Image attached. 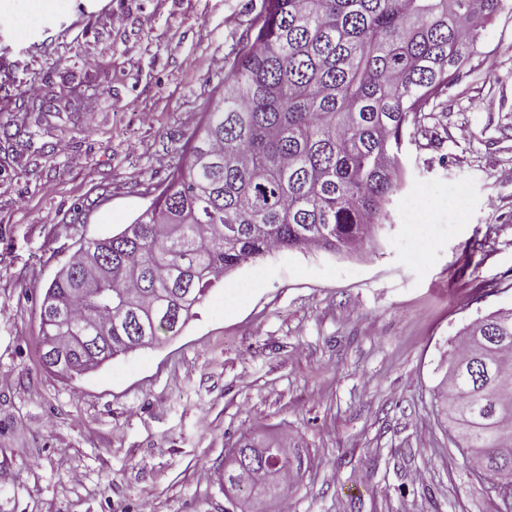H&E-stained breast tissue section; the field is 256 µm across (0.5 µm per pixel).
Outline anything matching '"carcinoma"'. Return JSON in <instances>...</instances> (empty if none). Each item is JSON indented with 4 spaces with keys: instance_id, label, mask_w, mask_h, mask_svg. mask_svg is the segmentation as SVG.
<instances>
[{
    "instance_id": "cac0c4a2",
    "label": "carcinoma",
    "mask_w": 512,
    "mask_h": 512,
    "mask_svg": "<svg viewBox=\"0 0 512 512\" xmlns=\"http://www.w3.org/2000/svg\"><path fill=\"white\" fill-rule=\"evenodd\" d=\"M506 0H263L185 161L119 232L85 241L46 288L91 332L87 353L179 336L220 278L276 250L349 254L389 219L413 133L444 104ZM437 386L457 447L512 490V312L468 324ZM243 493L269 481L246 437ZM280 475L305 464L290 448Z\"/></svg>"
}]
</instances>
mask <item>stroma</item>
I'll list each match as a JSON object with an SVG mask.
<instances>
[{"instance_id":"obj_1","label":"stroma","mask_w":512,"mask_h":512,"mask_svg":"<svg viewBox=\"0 0 512 512\" xmlns=\"http://www.w3.org/2000/svg\"><path fill=\"white\" fill-rule=\"evenodd\" d=\"M507 4L409 147L376 245L244 264L180 336L63 380L46 288L183 162L262 0H0V512H504L434 392L449 339L512 310ZM244 433L307 453L284 497L225 496Z\"/></svg>"}]
</instances>
